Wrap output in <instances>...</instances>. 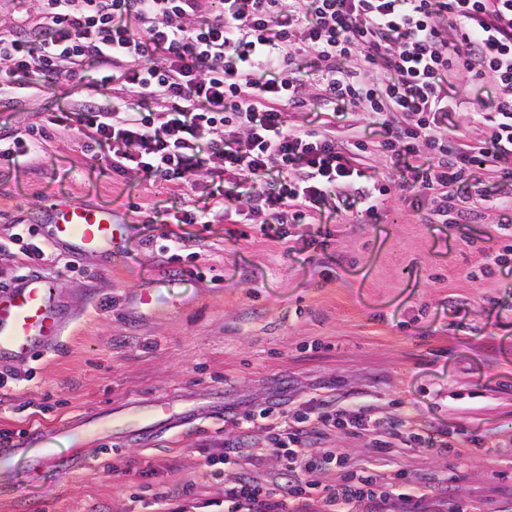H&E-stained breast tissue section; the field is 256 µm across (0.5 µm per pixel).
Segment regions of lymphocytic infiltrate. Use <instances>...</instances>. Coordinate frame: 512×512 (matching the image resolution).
<instances>
[{
  "instance_id": "f902f5d3",
  "label": "lymphocytic infiltrate",
  "mask_w": 512,
  "mask_h": 512,
  "mask_svg": "<svg viewBox=\"0 0 512 512\" xmlns=\"http://www.w3.org/2000/svg\"><path fill=\"white\" fill-rule=\"evenodd\" d=\"M0 27V100L64 82L86 94L24 130L0 128V165L40 156L79 135L82 152L107 155L113 174L182 195L179 224L225 220L259 233L310 224L325 207L359 209L379 223L390 198L426 224L452 229L465 203H485L482 167L512 182V0H18ZM318 74L304 79L299 58ZM464 72L501 91L491 113L473 112L485 138L466 143L447 125L460 104L445 87ZM328 119L310 128L288 118L307 102ZM378 120L382 137L340 138L337 107ZM406 161L394 181L368 162ZM227 191L200 204L198 181ZM234 434L206 466L247 459L224 487L226 512H398L433 500L471 512L442 486L405 470L386 476L326 448L336 433L370 438L379 453L405 446L433 456H486V438L462 426L413 430L367 405L324 400L284 413L266 404L234 417ZM279 459L263 470L257 443ZM334 481H325L327 473Z\"/></svg>"
}]
</instances>
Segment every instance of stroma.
Returning <instances> with one entry per match:
<instances>
[{
	"mask_svg": "<svg viewBox=\"0 0 512 512\" xmlns=\"http://www.w3.org/2000/svg\"><path fill=\"white\" fill-rule=\"evenodd\" d=\"M85 91L63 84L2 107L0 127L37 122L40 112ZM448 92L463 104L452 116L459 124L499 96L466 74L453 76ZM467 126L469 140L482 138V127ZM486 189L492 207L448 233L394 198L377 224L328 209L316 223L292 228L289 239L272 229L246 240L220 215L205 226H166L182 196L113 177L107 158H86L76 137L50 143L37 162L0 166V281L24 264L10 242L15 222L47 201L93 204L133 227L112 262L86 257L73 270L59 254L44 265L75 321L57 354L14 372L0 368V430H48L87 411L163 398L196 416L151 446L48 439L63 455L79 448L81 464L35 473L26 457H14L0 466V512H147L143 498L175 481L194 483L197 512H210L205 503L223 496L224 484L210 477L205 458L223 447L230 416L270 402L289 410L313 396L364 402L380 417L404 412L417 429L461 425L486 435L495 451L474 459L420 448L379 456L369 439L344 434L327 445L385 474L404 468L442 479L475 512H505L512 505V272L480 281L466 273L504 246L512 210L494 202L511 196L512 186L492 179ZM131 200L139 212L127 211ZM169 229L193 251L178 277L167 274L155 248ZM208 270L222 282L206 279ZM143 288L159 296L145 314L131 302ZM105 298L110 308H101Z\"/></svg>",
	"mask_w": 512,
	"mask_h": 512,
	"instance_id": "35a3bbf8",
	"label": "stroma"
}]
</instances>
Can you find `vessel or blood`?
I'll return each instance as SVG.
<instances>
[{"mask_svg": "<svg viewBox=\"0 0 512 512\" xmlns=\"http://www.w3.org/2000/svg\"><path fill=\"white\" fill-rule=\"evenodd\" d=\"M47 213L48 221L39 229L41 238L74 259L112 256L131 231L130 225L117 223L110 210L86 204L52 203ZM71 318V306L41 272H30L1 285L0 366L24 365L59 351ZM193 420L191 412H177L167 402L156 401L126 413L112 408L89 412L56 424L54 430L65 436L92 433L102 440L119 436L147 442ZM45 438L43 429H26L0 447V458L24 455L36 470L57 462L56 451L46 447Z\"/></svg>", "mask_w": 512, "mask_h": 512, "instance_id": "vessel-or-blood-1", "label": "vessel or blood"}]
</instances>
